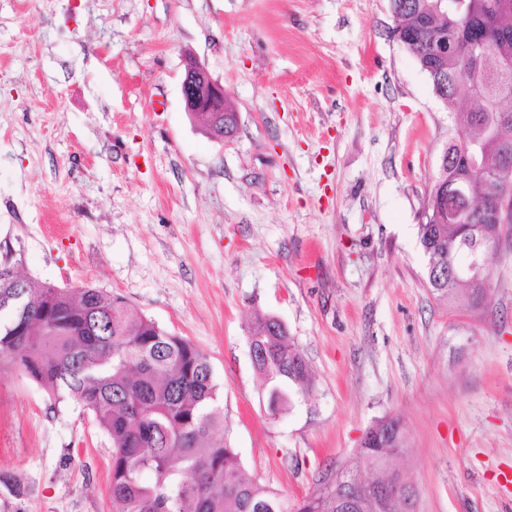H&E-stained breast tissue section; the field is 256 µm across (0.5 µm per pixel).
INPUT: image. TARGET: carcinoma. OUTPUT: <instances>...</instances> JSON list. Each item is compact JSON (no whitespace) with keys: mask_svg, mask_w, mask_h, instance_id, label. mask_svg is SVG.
Listing matches in <instances>:
<instances>
[{"mask_svg":"<svg viewBox=\"0 0 512 512\" xmlns=\"http://www.w3.org/2000/svg\"><path fill=\"white\" fill-rule=\"evenodd\" d=\"M431 0H396L394 33L401 35L423 71L448 83V101L479 98L466 113L459 147L481 143L485 169L492 172L512 157V0H468L458 16L433 11ZM486 36L490 46L471 45L469 34ZM439 39L460 42L442 57L433 53ZM511 119L495 135L498 113ZM463 177L471 184L470 223L479 225L482 250L496 259L491 245L501 227L491 219L485 175L464 159L436 173L424 202L418 239L426 258V281L442 301L465 300L477 307L488 296L469 281L444 285L433 275L461 263L469 247L458 225L434 205L443 181ZM0 271V369L17 367L43 388L52 406L74 403L92 415L112 442V512H408L398 493L378 490L406 486L390 465L389 449L404 447L400 420L385 418L366 430L354 466L336 472L317 494L291 503L248 477L236 449L220 437V405L209 356L189 339L167 331L98 288H61ZM21 294L25 304H15ZM249 336L259 349L256 370L265 379L267 413L274 418L291 407V391L312 387L310 367L288 328L256 313ZM372 474L373 488L353 491ZM26 488L0 472V497L21 500Z\"/></svg>","mask_w":512,"mask_h":512,"instance_id":"obj_1","label":"carcinoma"}]
</instances>
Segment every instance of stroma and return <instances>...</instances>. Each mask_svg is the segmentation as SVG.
Wrapping results in <instances>:
<instances>
[{"mask_svg": "<svg viewBox=\"0 0 512 512\" xmlns=\"http://www.w3.org/2000/svg\"><path fill=\"white\" fill-rule=\"evenodd\" d=\"M390 0H0V246L123 296L208 353L244 469L295 500L398 417L416 512H512V224L480 308L435 298L420 212L470 101L444 104ZM196 56L237 112L184 110ZM312 371L269 417L255 312ZM0 470L23 512H112L92 416L0 370Z\"/></svg>", "mask_w": 512, "mask_h": 512, "instance_id": "obj_1", "label": "stroma"}]
</instances>
